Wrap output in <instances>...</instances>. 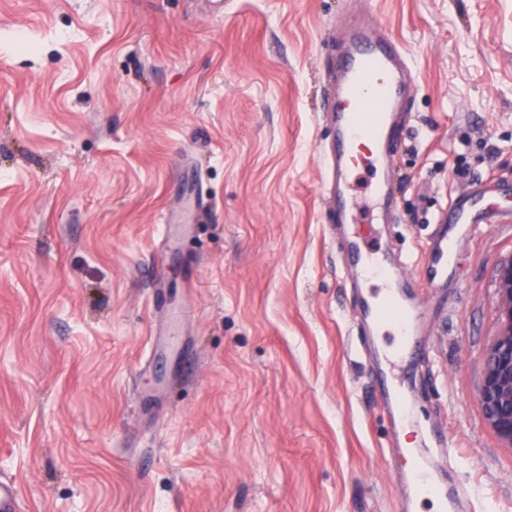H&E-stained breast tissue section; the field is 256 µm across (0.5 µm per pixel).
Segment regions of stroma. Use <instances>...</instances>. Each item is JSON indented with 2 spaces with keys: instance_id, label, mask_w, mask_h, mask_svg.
<instances>
[{
  "instance_id": "obj_1",
  "label": "stroma",
  "mask_w": 512,
  "mask_h": 512,
  "mask_svg": "<svg viewBox=\"0 0 512 512\" xmlns=\"http://www.w3.org/2000/svg\"><path fill=\"white\" fill-rule=\"evenodd\" d=\"M350 0H0V477L24 512H397L392 425L320 196ZM418 86L379 176L378 249L418 276L456 196L512 179V0H360ZM175 249L156 248L162 214ZM458 280L406 289L414 448L452 445L468 512H512L486 425L512 224L452 227ZM183 311L180 351L149 341ZM374 205L377 211L375 224H389L394 217V199L388 185L379 182L373 187Z\"/></svg>"
}]
</instances>
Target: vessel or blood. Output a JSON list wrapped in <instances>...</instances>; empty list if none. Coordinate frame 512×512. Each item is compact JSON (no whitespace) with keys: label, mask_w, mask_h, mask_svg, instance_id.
<instances>
[{"label":"vessel or blood","mask_w":512,"mask_h":512,"mask_svg":"<svg viewBox=\"0 0 512 512\" xmlns=\"http://www.w3.org/2000/svg\"><path fill=\"white\" fill-rule=\"evenodd\" d=\"M332 89L324 101L323 114L335 131L322 150L327 176L322 187L323 200L337 223L349 224L358 206L350 179L358 165L360 149H367L374 160L382 161L393 150L402 129L407 98L416 85L412 68L403 50L387 33L365 23L350 26L343 50L329 67ZM377 221L392 222L394 199L386 183L373 188ZM474 197L463 195L452 200L436 246L438 255L422 272L424 280L441 285L448 280L452 256L448 252V228L476 224ZM341 248L359 277L383 281L388 293L384 300L364 305V315L373 323L385 325L398 336L394 352L385 356V365L376 376L378 387L392 413L407 420L409 413L401 395V381L394 360L413 354L419 347L415 338V315L402 301V291L412 279L403 277L386 254L369 252L360 234H343ZM409 490L399 501L400 512H412L417 496L433 495L440 512H457L460 505L476 493L475 483L450 482L438 485L427 464L410 463L399 472ZM21 489L12 480L0 479V512H21Z\"/></svg>","instance_id":"b4317fda"}]
</instances>
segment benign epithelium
I'll use <instances>...</instances> for the list:
<instances>
[{"label":"benign epithelium","instance_id":"benign-epithelium-1","mask_svg":"<svg viewBox=\"0 0 512 512\" xmlns=\"http://www.w3.org/2000/svg\"><path fill=\"white\" fill-rule=\"evenodd\" d=\"M500 328L482 357L478 400L486 424L512 447V258L497 270Z\"/></svg>","mask_w":512,"mask_h":512}]
</instances>
